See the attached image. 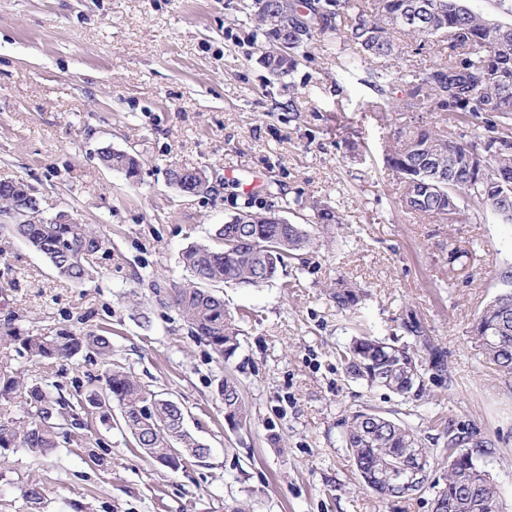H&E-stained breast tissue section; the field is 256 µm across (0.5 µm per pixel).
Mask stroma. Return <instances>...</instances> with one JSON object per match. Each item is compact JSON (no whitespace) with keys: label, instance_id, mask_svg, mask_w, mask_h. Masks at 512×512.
<instances>
[{"label":"stroma","instance_id":"obj_1","mask_svg":"<svg viewBox=\"0 0 512 512\" xmlns=\"http://www.w3.org/2000/svg\"><path fill=\"white\" fill-rule=\"evenodd\" d=\"M252 0H0V181L31 185L45 217L64 211L99 229L106 246L87 259L94 279L73 283L23 241L0 231V332L96 331L112 361L185 411V428L209 448L179 470L150 461L113 416L85 417L45 457L0 452V512H432L435 464L446 427L490 442L479 467L512 512V377L484 362L470 331L512 265V224H448L407 213L384 161L393 133L436 123L427 112L371 110L365 69L396 77L443 53L404 36L403 59L348 55L336 68V36L309 46L297 70L271 76L260 64ZM140 162L129 182L104 167L102 148ZM204 170L214 190L181 193L172 168ZM328 202L344 222L323 235L277 281L224 287L239 320V347L216 364L151 281L185 285L192 241L212 240L245 206L294 219ZM369 296L356 323L326 296L337 278ZM416 316L445 353L426 370L423 400H402L347 377L336 359L368 327L406 342ZM23 380L64 391L91 389L97 357L51 365L16 357ZM234 375L251 411L246 430L224 422L217 381ZM371 409L416 429L430 460L421 493L378 498L347 460L342 420ZM96 451L107 460L95 464Z\"/></svg>","mask_w":512,"mask_h":512}]
</instances>
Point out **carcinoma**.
I'll list each match as a JSON object with an SVG mask.
<instances>
[{
	"mask_svg": "<svg viewBox=\"0 0 512 512\" xmlns=\"http://www.w3.org/2000/svg\"><path fill=\"white\" fill-rule=\"evenodd\" d=\"M287 8L298 18V27L285 32L277 27L278 10ZM351 14L343 45L366 58L399 56L402 49L394 34L403 32L421 42L448 37L453 52L448 61L410 69L404 80L410 87L400 102L405 112H430L444 116L442 125L421 126L396 138L386 151L388 166L402 186L400 202L407 211L444 218L450 224L480 221L491 212L504 224H512V23L471 10L465 0H368L355 6L351 0H255V22L265 41L258 46L260 61L276 77L294 71L302 49L316 37L335 29L332 21ZM288 42V54L278 44ZM364 82L379 95L369 107L391 104L392 79L377 70L367 71ZM481 120L469 133H457L453 123ZM103 164L125 165L122 174L137 176L139 163L128 152L100 154ZM303 223H290L271 211L247 206L245 218L225 223L214 242H192L182 251V262L196 281L190 287L154 282L155 294L170 288L171 303L204 340L221 362L236 352L240 334L236 320L225 310L221 286L259 288L273 282L279 269L298 252L320 246L319 228L342 223L336 208L322 202L310 207ZM12 218L10 232L47 258L57 274L73 283L92 278L85 259L99 252L104 238L91 226L74 221L62 224L46 219L34 208L27 184L0 183V214ZM501 288L472 325L473 343L479 354L512 375V267L500 274ZM366 293L355 283L340 280L329 292L340 312L355 315ZM411 341L390 344L363 332L339 353L348 377L370 387H384L405 399L419 400L425 385L407 387L405 373L424 375L419 354L428 355L434 368H445L444 355L427 329L418 321L404 323ZM17 346L32 360H69L86 353L96 355L104 369L99 386L76 391L67 400L40 382L26 383L8 364L0 361V451L24 448L41 457L51 453L68 436L78 412L100 414L116 405L135 445L156 462L171 463L173 448H195L199 440L179 424L180 408L162 401L164 394L141 384L130 372L112 365L109 337L94 332L61 330L53 336L33 335L9 329L0 337ZM224 411L249 424V408L239 383L226 376L217 385ZM24 399V415H12L15 393ZM447 455L440 458L445 472L435 497L451 504L466 503L463 512H506L497 486L483 477L475 458L489 452L488 442L468 447L465 438L446 428ZM356 475L370 479L389 463L408 460L422 447L418 432L377 411H355L345 418L343 435Z\"/></svg>",
	"mask_w": 512,
	"mask_h": 512,
	"instance_id": "carcinoma-1",
	"label": "carcinoma"
}]
</instances>
